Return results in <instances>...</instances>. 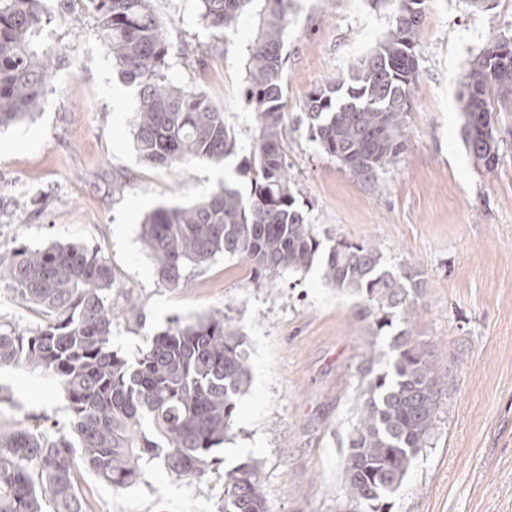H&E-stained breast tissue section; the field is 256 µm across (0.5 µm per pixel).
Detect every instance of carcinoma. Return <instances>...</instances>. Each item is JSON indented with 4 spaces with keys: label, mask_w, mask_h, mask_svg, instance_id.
Segmentation results:
<instances>
[{
    "label": "carcinoma",
    "mask_w": 512,
    "mask_h": 512,
    "mask_svg": "<svg viewBox=\"0 0 512 512\" xmlns=\"http://www.w3.org/2000/svg\"><path fill=\"white\" fill-rule=\"evenodd\" d=\"M96 32L137 89L134 143L161 168L221 164L236 141L224 110L197 87L166 75L170 45L151 0H89ZM198 17L227 34L252 0H197ZM248 59L245 102L258 136L245 171L248 198L230 183L190 205H164L142 222L141 239L161 281L182 285L188 265L235 256L258 275L301 271L319 261L337 291L367 302L376 331L402 328L388 350L369 342L355 396L356 421L341 461L338 512H383L431 436L439 388L447 378L413 334L424 280L411 267L382 269L371 243L338 240L322 248L297 207L284 150V36L287 0H268ZM424 0H398L392 29L346 79L309 94L303 115L321 149L358 180L377 181L405 150L403 129L417 79ZM50 24L41 0H0V127L40 111L52 74L42 43ZM462 139L476 163L498 153V113L512 112V38L492 40L467 70L458 98ZM0 285L43 327L28 335L0 326V368L26 363L55 378L69 401L70 428L0 432V512H86L76 488L75 458L115 488L134 484L155 465L180 478L201 477L233 429L238 398L250 382L245 340L223 311L175 319L134 363L112 350V269L99 248L56 243L0 255ZM219 512H271L260 468L242 462L224 472Z\"/></svg>",
    "instance_id": "carcinoma-1"
}]
</instances>
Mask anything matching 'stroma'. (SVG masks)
<instances>
[{
    "mask_svg": "<svg viewBox=\"0 0 512 512\" xmlns=\"http://www.w3.org/2000/svg\"><path fill=\"white\" fill-rule=\"evenodd\" d=\"M52 17L53 76L41 110L0 129V251L52 243L100 247L112 268V347L135 360L173 319L221 309L245 336L252 382L204 480L145 468L115 489L79 468L87 512H219L222 476L260 466L272 512H336L340 462L354 420L367 343L386 349L359 298L328 286L320 265L257 276L220 255L189 266L183 284L159 279L141 238L144 216L185 205L220 179L250 194L239 168L258 135L244 101L247 60L266 11L252 0L234 33L198 18L195 0H152L171 53L167 76L224 110L236 148L221 166L158 168L134 148L136 89L95 34L88 0H43ZM406 149L375 184L358 181L297 124L308 95L348 75L391 29L396 0H291L285 34V151L307 223L324 245L374 243L388 269L410 265L425 281L414 334L447 378L426 448L384 512H512V112L497 125L498 161L477 164L460 136L457 98L488 42L512 37V0H425ZM121 192H113V184ZM68 402L44 371H0V429L67 431Z\"/></svg>",
    "mask_w": 512,
    "mask_h": 512,
    "instance_id": "stroma-1",
    "label": "stroma"
}]
</instances>
